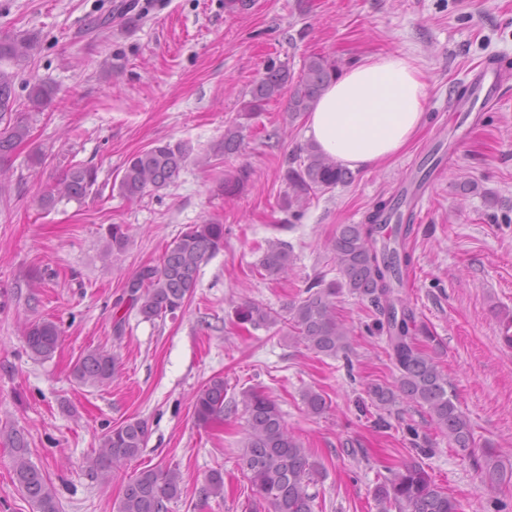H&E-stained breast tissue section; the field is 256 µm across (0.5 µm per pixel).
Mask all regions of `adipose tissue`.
Listing matches in <instances>:
<instances>
[{"label": "adipose tissue", "mask_w": 512, "mask_h": 512, "mask_svg": "<svg viewBox=\"0 0 512 512\" xmlns=\"http://www.w3.org/2000/svg\"><path fill=\"white\" fill-rule=\"evenodd\" d=\"M427 81L399 52L368 57L329 85L308 115L318 149L353 169L393 159L423 126Z\"/></svg>", "instance_id": "1"}]
</instances>
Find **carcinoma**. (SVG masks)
<instances>
[{"instance_id": "1", "label": "carcinoma", "mask_w": 512, "mask_h": 512, "mask_svg": "<svg viewBox=\"0 0 512 512\" xmlns=\"http://www.w3.org/2000/svg\"><path fill=\"white\" fill-rule=\"evenodd\" d=\"M35 36L28 32L0 37V62L18 66L33 49ZM340 72L335 58L313 55L308 58L299 77H293L284 65L270 66L250 91V99L241 112L250 119L263 110L270 100L293 86L288 112L295 118L314 107L322 91ZM19 71L0 67V169L11 161L16 149L30 136L26 113L43 112L53 102L54 89L43 82H26V102H18L15 84ZM243 125L236 123L224 130L223 152L229 157L243 146ZM191 153L186 142L159 141L130 155L121 169L118 193L129 201L142 198L167 187L179 174ZM284 180L288 195L284 208L291 217L302 216L310 197L352 181L353 173L315 145L299 148V154L286 161ZM250 173L239 170L224 182V194L236 195L248 184ZM98 169L78 166L66 170L54 189L42 198L51 206L56 198L81 200L96 190ZM403 201L381 199L366 213L360 224H342L331 243L341 280L323 284L319 277L306 288L307 297L290 305L289 318L267 305L246 301L236 309L242 324L255 329L283 324L288 339L303 344L316 354L336 358L350 350V329L336 314V295L342 289L367 300L384 316L378 331L385 333L386 344L399 376L396 386H374L372 401L380 406L393 404L402 396L427 408L431 420L448 436V443L469 456L477 446L470 420L448 396V379L437 363L417 344L419 327L414 309L399 294L403 287V269L411 263L406 241L412 231L413 212L403 214ZM398 224L391 235L383 233L393 216ZM109 248L104 257L121 253L129 239L124 224L107 228ZM224 249V225L205 221L189 224L170 244L161 265L138 270L127 284L133 306L143 318L151 320L173 315L183 309L198 282L201 265ZM293 265L291 245L268 242L259 268L274 279L288 273ZM25 343L37 358H46L56 349L59 330L51 321L35 322L24 329ZM118 371L117 358L104 349L88 351L74 367L76 380L82 384L106 385ZM247 422V437L238 457V467L250 490L249 512H314L317 494L309 492L320 474L300 439L287 427L277 402L264 391L250 387L240 393ZM226 387L221 377L211 378L194 396L193 414L198 425L208 427L224 422L232 412L225 404ZM307 412L321 415L327 409L325 396L307 389L302 395ZM149 435L144 420L127 421L104 435L99 448L88 458L89 467L106 481L111 474L142 452ZM12 461L15 479L36 505L37 512H60L56 495L41 469L29 458L27 441L21 434L12 438ZM480 468L489 481L504 477L502 460L490 449L483 455ZM181 473L175 468H151L129 478L116 512H170L171 502L181 495ZM204 497H224V477L214 471L201 488ZM374 498L378 512H462L461 504L438 486L416 462H405L384 478Z\"/></svg>"}]
</instances>
